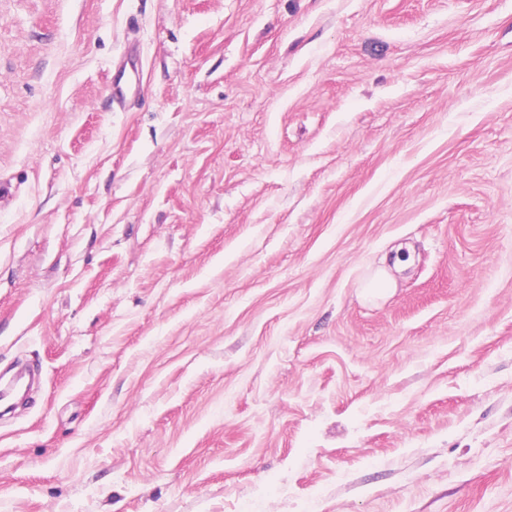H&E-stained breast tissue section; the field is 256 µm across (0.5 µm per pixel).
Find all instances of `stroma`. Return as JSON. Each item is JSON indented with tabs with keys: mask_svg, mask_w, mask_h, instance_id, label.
Returning <instances> with one entry per match:
<instances>
[{
	"mask_svg": "<svg viewBox=\"0 0 512 512\" xmlns=\"http://www.w3.org/2000/svg\"><path fill=\"white\" fill-rule=\"evenodd\" d=\"M0 183V512H512V0H0Z\"/></svg>",
	"mask_w": 512,
	"mask_h": 512,
	"instance_id": "35a3bbf8",
	"label": "stroma"
}]
</instances>
